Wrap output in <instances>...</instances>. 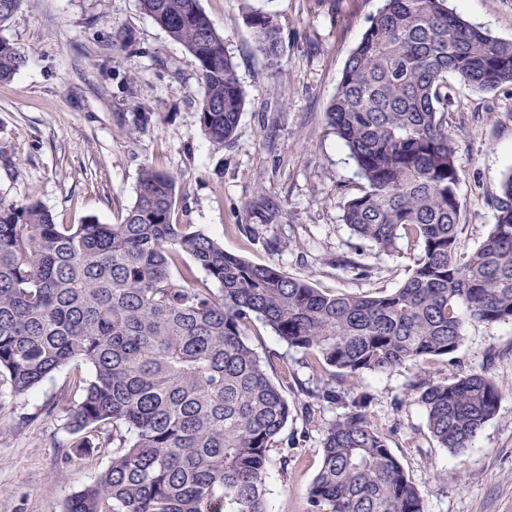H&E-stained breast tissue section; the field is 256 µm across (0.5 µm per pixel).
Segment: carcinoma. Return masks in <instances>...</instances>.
Instances as JSON below:
<instances>
[{
  "label": "carcinoma",
  "instance_id": "carcinoma-1",
  "mask_svg": "<svg viewBox=\"0 0 512 512\" xmlns=\"http://www.w3.org/2000/svg\"><path fill=\"white\" fill-rule=\"evenodd\" d=\"M140 10L198 64L199 123L210 143L233 140L245 100L224 37L199 0H138ZM450 0H381L341 72L326 122L364 181L342 221L378 254L419 248L407 280L375 295L329 293L224 251L192 224H175L177 177L153 166L118 224H58L41 202L0 198V376L15 395L85 364L64 408L87 461L112 459L65 512H269L266 478L291 462L281 435L336 390H300L288 403L242 327L259 322L302 354L323 381L448 357L469 319L512 322V172L492 199L493 224L461 245V177L448 131V76L480 92L512 85V40L463 18ZM258 51L275 66L274 16L253 11ZM26 56L0 38V80ZM205 272L201 280L196 271ZM218 285L213 290L209 282ZM436 447L466 453L497 413L484 370L454 381L423 372L405 385ZM311 512H425L368 398L326 422ZM278 458H272V451Z\"/></svg>",
  "mask_w": 512,
  "mask_h": 512
}]
</instances>
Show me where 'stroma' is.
<instances>
[{"label":"stroma","mask_w":512,"mask_h":512,"mask_svg":"<svg viewBox=\"0 0 512 512\" xmlns=\"http://www.w3.org/2000/svg\"><path fill=\"white\" fill-rule=\"evenodd\" d=\"M224 38L245 95L233 141L218 148L203 134L204 90L197 63L142 13L138 0H23L0 36L27 58L0 82V197L39 200L60 224L98 218L120 223L135 199L141 169L178 178L173 221L195 224L226 251L329 292L373 294L402 285L409 250L377 255L341 221L361 182L325 112L349 52L378 0H199ZM470 21L512 40V0H455ZM275 15L284 54L273 70L259 53L248 14ZM448 128L458 141L463 204L461 243L475 248L487 234L490 201L512 169V86L478 92L448 80ZM156 113L146 128L134 121ZM452 359L429 364L438 378L486 370L501 392L497 414L467 454L435 447L423 407L405 399L409 365L336 385L343 402L369 392L375 428L387 439L426 512H512V324L473 321ZM259 353L274 351V377L288 400L316 380L260 324L245 330ZM78 370L67 367L31 393L11 394L0 377V512H64L67 500L95 481L98 464L67 453L60 394ZM325 409L313 421L290 420L287 473L271 470V512H309L308 487L322 462Z\"/></svg>","instance_id":"35a3bbf8"}]
</instances>
